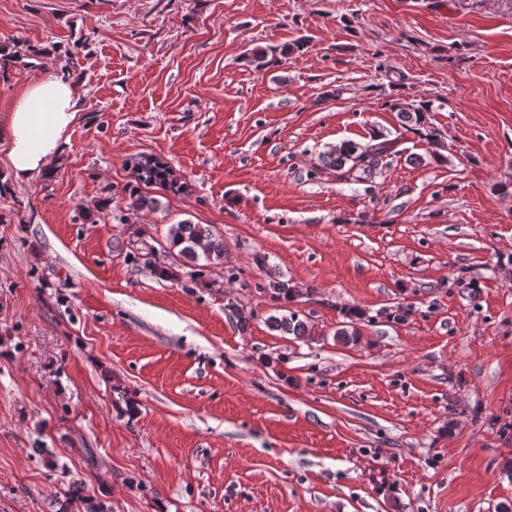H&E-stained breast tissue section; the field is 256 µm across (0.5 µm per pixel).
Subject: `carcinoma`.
<instances>
[{
    "instance_id": "1",
    "label": "carcinoma",
    "mask_w": 512,
    "mask_h": 512,
    "mask_svg": "<svg viewBox=\"0 0 512 512\" xmlns=\"http://www.w3.org/2000/svg\"><path fill=\"white\" fill-rule=\"evenodd\" d=\"M308 45L309 40L300 37L289 48L274 45L255 48L243 57V62L256 71H267L282 66L288 52L295 50L301 52ZM381 105L398 113L407 130L416 131L428 144L441 145V132L430 126L426 120V113L433 111L432 100L421 98L405 102L396 96H389L381 102ZM392 153H394V145L391 140L364 145L346 141L324 154L322 162L335 170L345 182H363L371 178L379 161ZM148 188L163 195L173 196L183 195L189 191L188 183L167 161L160 157L145 155L132 164L130 182L125 186V193L128 195L127 209L136 212L158 209L160 200L147 195ZM167 241L170 247L179 249L178 256L181 262H189L191 270L188 271V275L191 282L197 286L207 285L205 280L207 268L224 263V244L209 225L193 224L188 220H182L170 225ZM269 291L274 300L286 303L300 295V290L282 276L274 277L269 281ZM345 317L348 322L336 331V340L343 343L354 342L359 336L357 323L363 319L364 312L351 308L345 311ZM269 324L274 330L292 335L297 339L307 338L312 333L308 321L300 318L297 311L272 316L269 318ZM56 512H107V508L103 503L73 491L65 499L56 502Z\"/></svg>"
}]
</instances>
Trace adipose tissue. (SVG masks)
<instances>
[{
    "mask_svg": "<svg viewBox=\"0 0 512 512\" xmlns=\"http://www.w3.org/2000/svg\"><path fill=\"white\" fill-rule=\"evenodd\" d=\"M76 96L72 82L58 74L36 80L21 93L0 127L15 179H30L60 154L75 120Z\"/></svg>",
    "mask_w": 512,
    "mask_h": 512,
    "instance_id": "obj_1",
    "label": "adipose tissue"
}]
</instances>
